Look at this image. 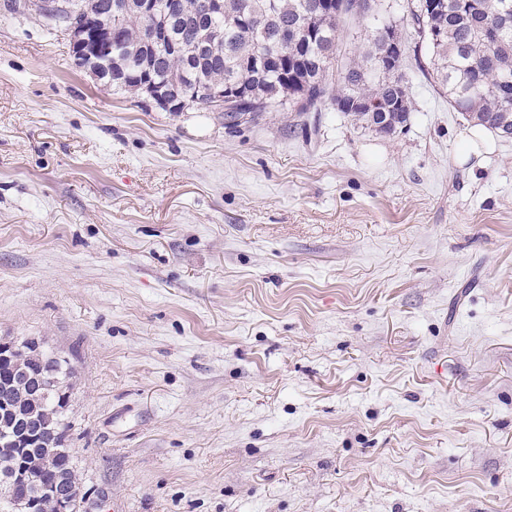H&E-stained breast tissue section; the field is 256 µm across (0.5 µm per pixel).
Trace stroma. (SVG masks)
I'll return each mask as SVG.
<instances>
[{"label": "stroma", "instance_id": "stroma-1", "mask_svg": "<svg viewBox=\"0 0 512 512\" xmlns=\"http://www.w3.org/2000/svg\"><path fill=\"white\" fill-rule=\"evenodd\" d=\"M167 112L0 2V341L87 512H512V138Z\"/></svg>", "mask_w": 512, "mask_h": 512}]
</instances>
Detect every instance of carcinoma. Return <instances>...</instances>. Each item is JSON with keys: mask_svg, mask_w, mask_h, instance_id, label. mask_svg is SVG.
<instances>
[{"mask_svg": "<svg viewBox=\"0 0 512 512\" xmlns=\"http://www.w3.org/2000/svg\"><path fill=\"white\" fill-rule=\"evenodd\" d=\"M73 13L94 32L109 19L97 9H81L85 0H69ZM202 0H182L183 16L224 28V48L186 79L187 64L179 51L151 55L150 68L141 67L147 55L148 28L132 14L112 25V52L129 50L134 58L112 76V88L134 93L144 80L191 98L190 109L211 112L208 90L241 89L249 111L224 113V127L254 123L265 112H321L332 108L351 121L380 134L392 135L407 126L412 112L404 41L393 42L396 21L388 20L369 34L367 48L347 63L335 66L340 31L348 19L375 12L376 0H248L252 10L238 16L243 0H224V13L205 15ZM408 25L415 36L417 70L448 97V105L474 124L503 138H512V0H407ZM298 34V42L281 55L259 64L275 51L282 29ZM394 65L383 69L378 57ZM66 404L51 394L37 403L13 376V366L0 364V467L12 464L48 483L54 469L69 464L64 454L47 449L67 441ZM31 411L43 424L38 446L19 445L5 410Z\"/></svg>", "mask_w": 512, "mask_h": 512, "instance_id": "1", "label": "carcinoma"}]
</instances>
